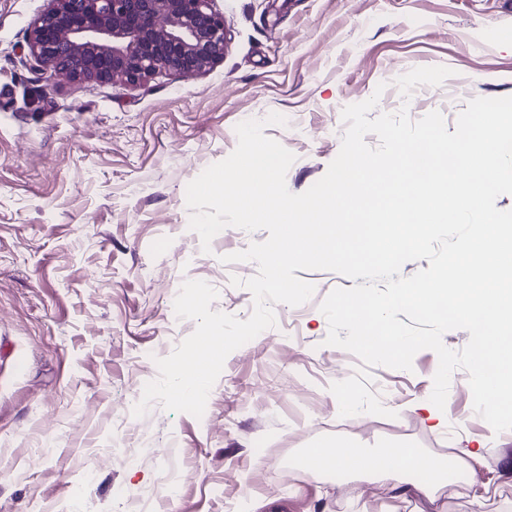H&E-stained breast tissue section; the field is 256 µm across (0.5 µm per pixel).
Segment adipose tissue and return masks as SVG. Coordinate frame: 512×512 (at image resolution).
<instances>
[{
    "label": "adipose tissue",
    "instance_id": "1",
    "mask_svg": "<svg viewBox=\"0 0 512 512\" xmlns=\"http://www.w3.org/2000/svg\"><path fill=\"white\" fill-rule=\"evenodd\" d=\"M314 459L326 467L350 470L373 469L388 477L426 472L427 480L416 484L415 489L426 497H435L447 476V469L439 458L428 456L417 448L389 447L366 454L343 445L334 448H317Z\"/></svg>",
    "mask_w": 512,
    "mask_h": 512
}]
</instances>
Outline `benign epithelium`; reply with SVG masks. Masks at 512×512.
<instances>
[{"mask_svg": "<svg viewBox=\"0 0 512 512\" xmlns=\"http://www.w3.org/2000/svg\"><path fill=\"white\" fill-rule=\"evenodd\" d=\"M211 0H47L27 46L51 83L194 75L224 59L227 26Z\"/></svg>", "mask_w": 512, "mask_h": 512, "instance_id": "7a95c632", "label": "benign epithelium"}]
</instances>
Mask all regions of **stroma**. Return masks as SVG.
<instances>
[{
    "label": "stroma",
    "instance_id": "1",
    "mask_svg": "<svg viewBox=\"0 0 512 512\" xmlns=\"http://www.w3.org/2000/svg\"><path fill=\"white\" fill-rule=\"evenodd\" d=\"M47 0H0V512H512V430L494 433L456 370L450 414L434 428L428 401L438 356L412 370L368 367L326 345L319 306L351 279L299 271L315 292L274 307L276 324L228 355L202 417L152 403L134 416L146 356L185 338L171 301L185 281L211 308L247 319L243 280L255 262L224 255L268 238L225 228L203 252L186 187L236 148L235 127L282 115L266 136L295 160L286 186L311 188L338 155L343 108L437 110L447 128L475 97L512 96V0H213L228 27L221 62L192 76L162 72L53 85L26 46ZM422 66L452 77L403 98L396 78ZM408 445L452 459L470 449L435 504L395 498L392 480L280 473L311 448ZM152 456L112 459L142 446Z\"/></svg>",
    "mask_w": 512,
    "mask_h": 512
}]
</instances>
